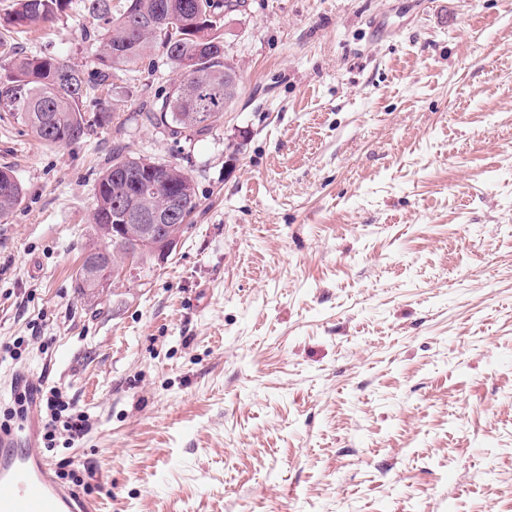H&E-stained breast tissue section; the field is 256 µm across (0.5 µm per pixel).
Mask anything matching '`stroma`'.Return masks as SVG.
Instances as JSON below:
<instances>
[{
  "instance_id": "stroma-1",
  "label": "stroma",
  "mask_w": 512,
  "mask_h": 512,
  "mask_svg": "<svg viewBox=\"0 0 512 512\" xmlns=\"http://www.w3.org/2000/svg\"><path fill=\"white\" fill-rule=\"evenodd\" d=\"M203 134L137 123L180 78L108 79L109 123L40 143L0 112V413L57 386L96 512H512V0H245ZM83 0L0 28L97 81ZM173 161L197 208L96 298L75 273L112 151ZM23 186L7 167L0 168V219L7 217L20 203Z\"/></svg>"
}]
</instances>
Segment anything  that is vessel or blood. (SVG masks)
I'll list each match as a JSON object with an SVG mask.
<instances>
[{
	"label": "vessel or blood",
	"mask_w": 512,
	"mask_h": 512,
	"mask_svg": "<svg viewBox=\"0 0 512 512\" xmlns=\"http://www.w3.org/2000/svg\"><path fill=\"white\" fill-rule=\"evenodd\" d=\"M37 417L20 430H0V512H93L92 504L60 484L36 447Z\"/></svg>",
	"instance_id": "vessel-or-blood-1"
}]
</instances>
